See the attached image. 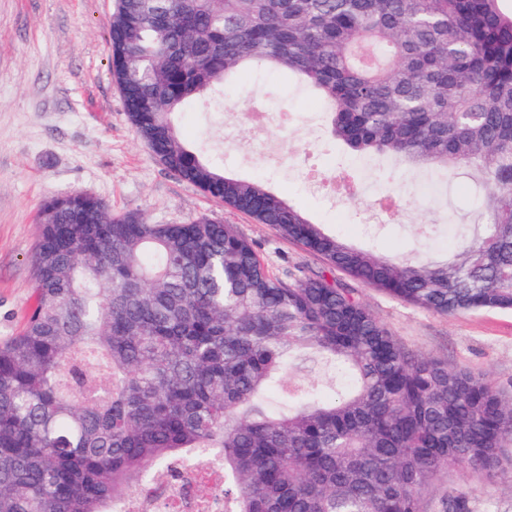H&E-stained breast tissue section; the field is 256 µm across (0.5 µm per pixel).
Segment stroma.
Wrapping results in <instances>:
<instances>
[{
    "mask_svg": "<svg viewBox=\"0 0 512 512\" xmlns=\"http://www.w3.org/2000/svg\"><path fill=\"white\" fill-rule=\"evenodd\" d=\"M115 0H0V340L16 335L33 303L31 256L38 213L51 195L80 191L114 213L180 224L208 213L235 225L276 272L320 271L324 259L270 226L216 203L169 172L134 132L109 65ZM224 106L186 105L174 117L185 144L226 175L258 181L346 243L400 258L447 247L425 240L475 200L449 178L447 208L433 184L390 161L353 155L323 137L316 92L269 67H252L225 86ZM393 193L399 213L380 212ZM405 347L487 375L512 397V310L441 316L336 273ZM462 489L468 512H512V472L495 479L442 472L433 497Z\"/></svg>",
    "mask_w": 512,
    "mask_h": 512,
    "instance_id": "stroma-1",
    "label": "stroma"
}]
</instances>
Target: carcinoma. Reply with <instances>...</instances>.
Masks as SVG:
<instances>
[{
    "label": "carcinoma",
    "mask_w": 512,
    "mask_h": 512,
    "mask_svg": "<svg viewBox=\"0 0 512 512\" xmlns=\"http://www.w3.org/2000/svg\"><path fill=\"white\" fill-rule=\"evenodd\" d=\"M503 2L116 0L112 76L136 134L206 196L423 310H512ZM261 66L316 89L351 152L469 179L461 250L353 247L189 149L172 114ZM38 224L34 303L0 341V512H107L202 449L224 463V512H428L441 472L512 469V400L485 375L405 348L332 277L275 275L234 225L150 224L82 192L45 199Z\"/></svg>",
    "instance_id": "carcinoma-1"
}]
</instances>
